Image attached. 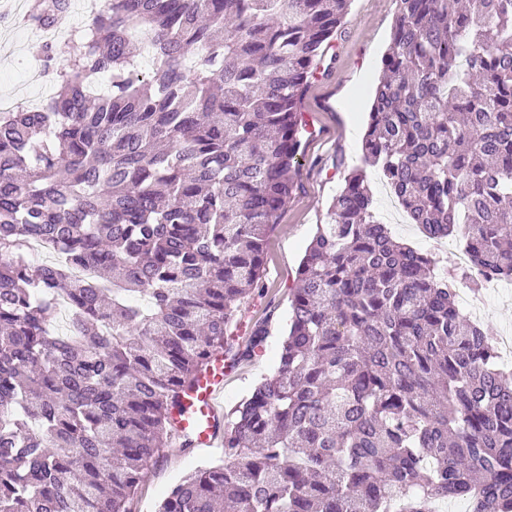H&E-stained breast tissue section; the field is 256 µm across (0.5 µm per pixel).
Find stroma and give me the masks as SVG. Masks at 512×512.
I'll list each match as a JSON object with an SVG mask.
<instances>
[{
  "label": "stroma",
  "mask_w": 512,
  "mask_h": 512,
  "mask_svg": "<svg viewBox=\"0 0 512 512\" xmlns=\"http://www.w3.org/2000/svg\"><path fill=\"white\" fill-rule=\"evenodd\" d=\"M398 14V0H353L351 11L322 58L301 102L306 125L305 146L295 176L296 189L284 206L278 224L270 232L260 288L242 307L234 331L246 339L250 327L270 320V336L264 355L238 366L224 384V406L245 396L253 383L273 371L280 336L288 313V296L297 284L305 249L317 225L326 223L328 206L342 186L344 172L359 167L371 89L380 74L391 30ZM12 49L0 57V94H26L34 104L51 97L56 85L50 75L24 70L37 39L28 32H10ZM392 232L412 247L428 253L442 266H453L461 245L455 238L435 241L417 225L390 224ZM480 305L483 329L492 336L512 329V288H491ZM213 450L196 449L186 455L178 441H170L164 456L154 465L135 504L136 512H155L157 503L181 476L201 463L216 458Z\"/></svg>",
  "instance_id": "35a3bbf8"
}]
</instances>
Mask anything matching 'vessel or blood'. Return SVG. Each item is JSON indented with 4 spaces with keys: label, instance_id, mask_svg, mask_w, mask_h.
Instances as JSON below:
<instances>
[{
    "label": "vessel or blood",
    "instance_id": "b4317fda",
    "mask_svg": "<svg viewBox=\"0 0 512 512\" xmlns=\"http://www.w3.org/2000/svg\"><path fill=\"white\" fill-rule=\"evenodd\" d=\"M229 374V368L216 366L183 398L182 409L177 415L178 432L192 436L196 447L212 448L223 441L220 433L223 409L219 398L224 393V381Z\"/></svg>",
    "mask_w": 512,
    "mask_h": 512
}]
</instances>
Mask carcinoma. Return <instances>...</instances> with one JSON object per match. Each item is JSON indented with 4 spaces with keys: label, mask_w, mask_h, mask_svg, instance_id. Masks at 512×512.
<instances>
[{
    "label": "carcinoma",
    "mask_w": 512,
    "mask_h": 512,
    "mask_svg": "<svg viewBox=\"0 0 512 512\" xmlns=\"http://www.w3.org/2000/svg\"><path fill=\"white\" fill-rule=\"evenodd\" d=\"M352 0H103L44 106L0 112V512H133L231 334L294 188L300 101ZM362 139L441 273L344 176L289 293L275 370L224 456L157 512H512V371L449 283L512 281V0H398ZM72 0H32L59 25ZM146 35L148 73L133 43ZM38 237L61 260L35 265ZM66 300L63 332L53 325Z\"/></svg>",
    "instance_id": "obj_1"
}]
</instances>
